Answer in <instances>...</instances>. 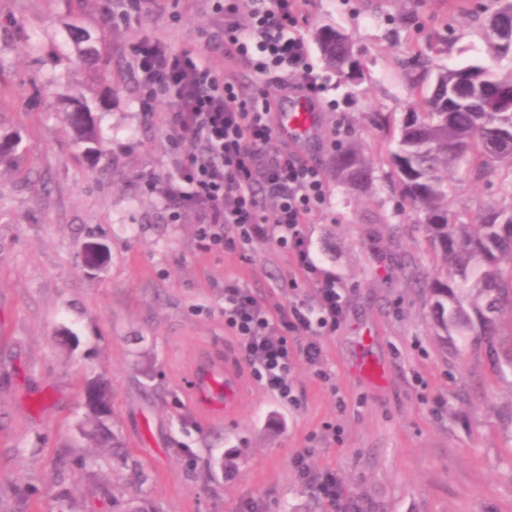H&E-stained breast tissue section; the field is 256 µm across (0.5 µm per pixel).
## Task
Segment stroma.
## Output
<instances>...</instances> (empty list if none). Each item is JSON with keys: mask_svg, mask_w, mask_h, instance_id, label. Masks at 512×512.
Segmentation results:
<instances>
[{"mask_svg": "<svg viewBox=\"0 0 512 512\" xmlns=\"http://www.w3.org/2000/svg\"><path fill=\"white\" fill-rule=\"evenodd\" d=\"M122 3L79 5V24L104 35L110 56L87 70L71 61L65 0H0V137L21 139L0 162V512H126L134 500L152 512H239L248 500L260 512H332L294 471L303 448L312 470L335 471L348 512H512V380L487 347L436 336L422 281L439 266L389 163L397 125L421 106V72L404 60L512 68V57L486 51L493 0H305L296 32L310 44L318 124L294 151L329 177L328 203L305 234L345 315L320 338L323 375L295 360L288 405L242 362L224 327V281L246 283L271 308L313 304L314 282L290 288L295 269L271 241L204 250L196 214L171 222L144 184L173 176L178 152L169 104L139 109L128 47L158 38L224 72L234 67L224 23L213 0H178L175 23L125 15ZM324 26L349 37L361 79L325 65L312 42ZM301 80L246 71L242 93L266 94L283 113ZM80 95L98 107L101 153H87L65 119L66 99ZM351 144L372 161L360 193L331 176ZM511 169L500 162L488 182L459 169L451 209L471 221L491 205L512 214L499 188ZM204 356L239 373L230 419L206 416L185 386ZM363 361L382 382L357 371ZM95 380L111 395L126 458L96 445L85 400ZM131 463L145 476L136 486L125 481Z\"/></svg>", "mask_w": 512, "mask_h": 512, "instance_id": "obj_1", "label": "stroma"}]
</instances>
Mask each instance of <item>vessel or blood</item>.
<instances>
[{"mask_svg": "<svg viewBox=\"0 0 512 512\" xmlns=\"http://www.w3.org/2000/svg\"><path fill=\"white\" fill-rule=\"evenodd\" d=\"M314 123V112L307 99H299L290 113L280 119V132L293 139L307 136ZM197 405L212 416H231L241 394V382L236 371L206 363L190 378Z\"/></svg>", "mask_w": 512, "mask_h": 512, "instance_id": "vessel-or-blood-1", "label": "vessel or blood"}]
</instances>
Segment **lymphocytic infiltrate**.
<instances>
[{"instance_id":"obj_1","label":"lymphocytic infiltrate","mask_w":512,"mask_h":512,"mask_svg":"<svg viewBox=\"0 0 512 512\" xmlns=\"http://www.w3.org/2000/svg\"><path fill=\"white\" fill-rule=\"evenodd\" d=\"M214 8L224 14V47L237 63L258 77L300 70L304 88L314 86L306 41L286 33L297 22L300 0H249L245 25L235 17V0H214ZM130 62L138 76L142 109L152 111L161 98L169 103L168 134L185 153L174 181L162 190L172 219L187 210L196 212L199 236L211 250L256 240L274 242L286 249L300 272L315 279L312 311L299 303L275 311L253 289L235 280L224 283V326L237 336L253 378L280 402H292L295 355L319 367L318 338L334 332L344 314L336 280L315 263L304 233L311 216L327 204L324 173L289 150L267 155L279 135L271 101H246L233 76L217 74L198 53L144 38L131 45ZM269 200L275 204L270 217L265 214ZM301 336L308 339L302 347L296 344ZM308 456L305 449L294 455L297 475L338 512H345L335 473L312 475Z\"/></svg>"}]
</instances>
